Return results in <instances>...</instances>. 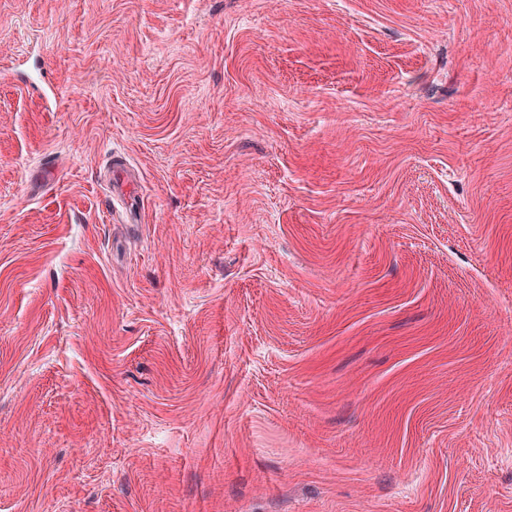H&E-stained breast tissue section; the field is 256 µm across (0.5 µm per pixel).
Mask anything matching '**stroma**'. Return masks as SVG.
Segmentation results:
<instances>
[{
    "label": "stroma",
    "instance_id": "1",
    "mask_svg": "<svg viewBox=\"0 0 512 512\" xmlns=\"http://www.w3.org/2000/svg\"><path fill=\"white\" fill-rule=\"evenodd\" d=\"M0 512H512V0H0ZM133 183L129 180L125 165L121 158L113 157L111 164V195L110 201H119L126 208L132 210L137 204V200L131 195Z\"/></svg>",
    "mask_w": 512,
    "mask_h": 512
}]
</instances>
